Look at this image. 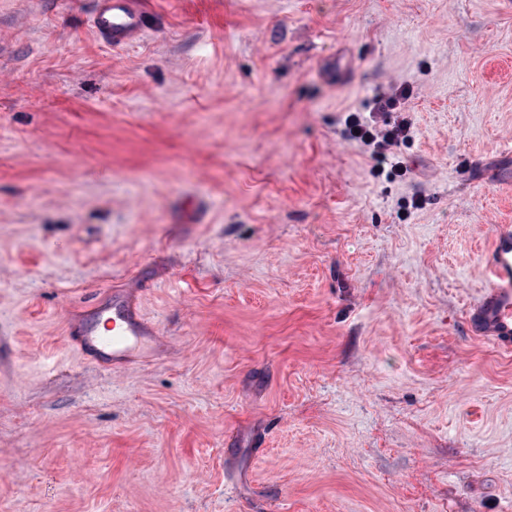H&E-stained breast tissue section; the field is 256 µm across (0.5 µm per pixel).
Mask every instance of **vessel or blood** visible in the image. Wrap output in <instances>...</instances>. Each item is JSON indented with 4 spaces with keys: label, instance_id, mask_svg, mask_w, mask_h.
<instances>
[{
    "label": "vessel or blood",
    "instance_id": "obj_1",
    "mask_svg": "<svg viewBox=\"0 0 512 512\" xmlns=\"http://www.w3.org/2000/svg\"><path fill=\"white\" fill-rule=\"evenodd\" d=\"M143 8L140 0H94L93 25L96 33L121 46L142 31ZM489 286L471 309V328L493 339L504 349L512 348V226L499 225L487 260ZM99 312L112 316L109 333H102L91 322L74 318L69 335L86 357L99 366L117 368L135 365L137 348L151 342L163 350L165 341L144 317L136 299L123 290H113Z\"/></svg>",
    "mask_w": 512,
    "mask_h": 512
}]
</instances>
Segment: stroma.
I'll return each mask as SVG.
<instances>
[{
    "label": "stroma",
    "instance_id": "35a3bbf8",
    "mask_svg": "<svg viewBox=\"0 0 512 512\" xmlns=\"http://www.w3.org/2000/svg\"><path fill=\"white\" fill-rule=\"evenodd\" d=\"M93 7L0 0V512H512V351L466 321L512 0H145L118 49ZM116 288L169 346L97 368L68 323ZM344 134L346 138L373 148L372 157L375 161L373 173L376 176L383 174L389 168L390 174L403 176L407 167L401 162L391 161L388 147L398 143L407 136V125L403 122L386 124L380 129L373 122L368 121L361 112H350L345 118Z\"/></svg>",
    "mask_w": 512,
    "mask_h": 512
}]
</instances>
